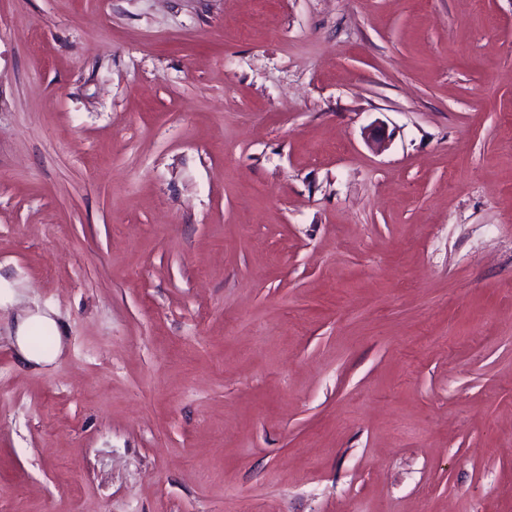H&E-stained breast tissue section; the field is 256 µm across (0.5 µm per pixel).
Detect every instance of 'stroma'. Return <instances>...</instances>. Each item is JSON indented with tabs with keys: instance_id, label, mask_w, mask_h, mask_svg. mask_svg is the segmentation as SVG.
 <instances>
[{
	"instance_id": "1",
	"label": "stroma",
	"mask_w": 512,
	"mask_h": 512,
	"mask_svg": "<svg viewBox=\"0 0 512 512\" xmlns=\"http://www.w3.org/2000/svg\"><path fill=\"white\" fill-rule=\"evenodd\" d=\"M0 276V512H512V0H0ZM40 331L49 332L54 340L53 352L49 355H36L31 344ZM17 342L21 359L35 367L52 364L62 351V333L57 322L46 312H35L21 319L17 327Z\"/></svg>"
}]
</instances>
